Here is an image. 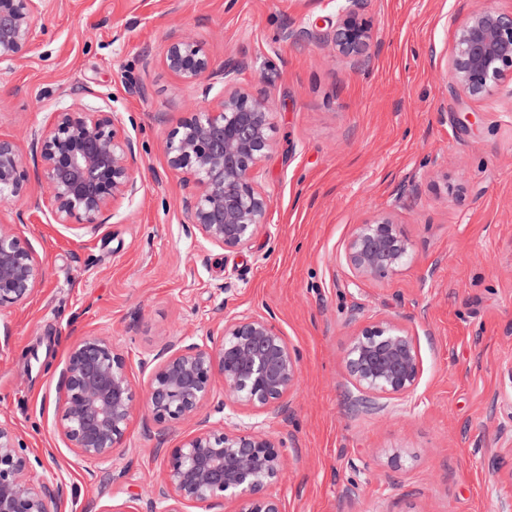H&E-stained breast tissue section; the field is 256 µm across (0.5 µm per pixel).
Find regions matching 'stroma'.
<instances>
[{"label":"stroma","mask_w":512,"mask_h":512,"mask_svg":"<svg viewBox=\"0 0 512 512\" xmlns=\"http://www.w3.org/2000/svg\"><path fill=\"white\" fill-rule=\"evenodd\" d=\"M32 50L0 72V133L28 146L72 94H109L138 144L140 190L96 231L50 221L48 190L27 161L16 232L44 269L37 294L0 313V420L62 471L66 512H109L147 495L193 426L137 409L109 465L78 461L55 429L72 343L111 336L140 361L167 343L201 341L222 316L271 318L301 354L286 412L240 414L286 439L296 462L283 512H499L512 492V411L498 391L512 364V96H456L457 27L512 0H368L378 42L360 61L285 26L334 21L323 0H46ZM193 37L214 65L246 56L243 85L266 90L274 147L259 187L271 210L250 248L200 250L164 153L168 134L204 107L163 61L170 33ZM392 212L412 244L397 272L354 280L344 258L357 224ZM383 317L417 338L420 382L405 401L366 396L343 357L352 332ZM400 462H393V453Z\"/></svg>","instance_id":"obj_1"}]
</instances>
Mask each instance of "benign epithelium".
<instances>
[{"label":"benign epithelium","mask_w":512,"mask_h":512,"mask_svg":"<svg viewBox=\"0 0 512 512\" xmlns=\"http://www.w3.org/2000/svg\"><path fill=\"white\" fill-rule=\"evenodd\" d=\"M44 0H0V71L32 47L35 19ZM367 0H339L336 22L288 28V41L320 42L345 57L365 58L375 48ZM165 64L208 102L188 113L165 143L168 167L181 176L183 210L202 247L239 252L250 247L271 208L258 188L261 163L272 149L267 93L239 81L243 58L213 67L196 42L170 37ZM452 89L466 98L496 92L512 97V12H472L454 35L450 60ZM93 103L77 94L30 134V152L49 188L48 210L57 224L95 230L107 213L139 191L134 176L137 142L120 117L95 94ZM26 162L17 143L0 135V201L25 191ZM412 246L390 213L356 226L345 258L356 280L393 273ZM44 279L34 249L13 223H0V312L27 302ZM354 387L368 395L403 400L419 384L422 361L415 336L398 320L381 318L357 331L344 354ZM139 390L128 358L106 334L74 343L61 371L55 406L56 429L81 461L112 462L122 447L137 404L158 424L196 421V431L173 449L162 472L151 480L152 496L135 497L113 512H190L232 503L233 512H282L276 493L290 463L283 439L258 422L241 426L234 418L285 412L296 389L300 353L267 317L234 314L222 319L202 342L183 339L162 347L149 361ZM224 389L222 418L201 416L216 385ZM28 446L8 422L0 421V512H62L67 482L56 473L32 478Z\"/></svg>","instance_id":"obj_1"}]
</instances>
